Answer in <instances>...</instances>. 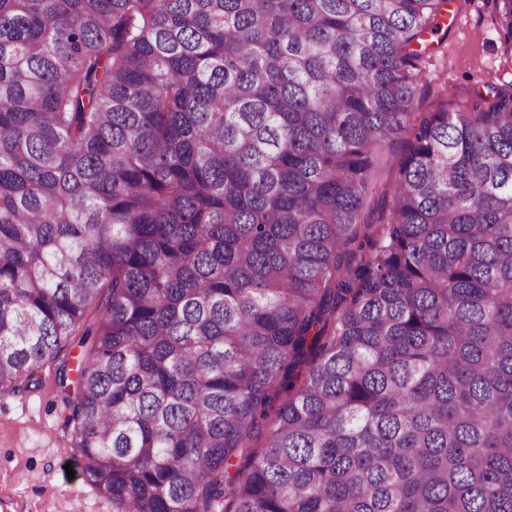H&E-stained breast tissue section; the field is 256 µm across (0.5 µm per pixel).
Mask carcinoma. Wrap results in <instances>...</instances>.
Masks as SVG:
<instances>
[{
    "label": "carcinoma",
    "mask_w": 512,
    "mask_h": 512,
    "mask_svg": "<svg viewBox=\"0 0 512 512\" xmlns=\"http://www.w3.org/2000/svg\"><path fill=\"white\" fill-rule=\"evenodd\" d=\"M445 6L0 0V392L80 337L112 512H512V89L416 111ZM407 144L397 142L386 148L381 157L378 169L373 175L374 193L368 198L367 210L371 211V222L376 224L381 211L390 202L391 190L398 172L399 161L403 156Z\"/></svg>",
    "instance_id": "cac0c4a2"
}]
</instances>
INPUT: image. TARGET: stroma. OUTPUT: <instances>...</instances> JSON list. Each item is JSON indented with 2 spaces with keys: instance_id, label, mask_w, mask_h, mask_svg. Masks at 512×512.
I'll return each mask as SVG.
<instances>
[{
  "instance_id": "1",
  "label": "stroma",
  "mask_w": 512,
  "mask_h": 512,
  "mask_svg": "<svg viewBox=\"0 0 512 512\" xmlns=\"http://www.w3.org/2000/svg\"><path fill=\"white\" fill-rule=\"evenodd\" d=\"M450 7L455 18L433 34L438 47L418 92L425 108L435 103L443 85L449 98L462 104L486 93L488 83H512V61L493 24V0H450ZM406 148L399 142L382 153L367 205L373 215L390 201ZM55 373V362H48L38 387L0 395V505L5 512H112L111 500L83 472L71 476L65 470L75 455L61 417Z\"/></svg>"
}]
</instances>
